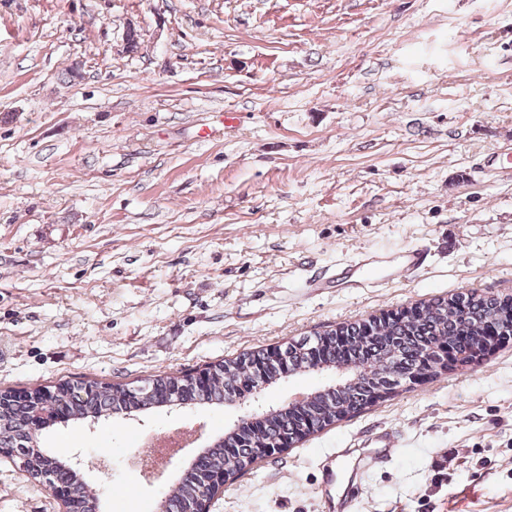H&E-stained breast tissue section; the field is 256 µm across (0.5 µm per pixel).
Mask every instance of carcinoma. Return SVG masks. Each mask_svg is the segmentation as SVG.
Wrapping results in <instances>:
<instances>
[{
	"instance_id": "cac0c4a2",
	"label": "carcinoma",
	"mask_w": 512,
	"mask_h": 512,
	"mask_svg": "<svg viewBox=\"0 0 512 512\" xmlns=\"http://www.w3.org/2000/svg\"><path fill=\"white\" fill-rule=\"evenodd\" d=\"M496 316L512 321V303L495 296L473 293L433 298L404 313L390 311L380 317L347 323L320 336L321 361L336 375V383L328 385L310 403L284 408L256 428L243 426L224 431V440L236 448L232 455L224 453L225 445L210 449L198 469L223 471L233 478L253 461L255 445L290 438L305 429L315 433L352 417L374 405L394 388L391 374H406L415 367L423 353L437 346H453L459 361L469 363L473 354L490 352L486 347L487 323ZM468 340L460 344L458 336ZM310 338L287 343L285 365L291 375L305 371L310 365ZM264 360V351L245 352L233 359L205 368L201 384L191 375L159 374L144 382L151 394L136 396L124 384L82 381L61 382L56 391L54 410L72 423H89L112 417L142 414L150 411L159 398L170 397L189 406H221L232 400L247 380L265 377L274 383L285 380L277 364L265 366L262 375L253 373L254 365ZM26 402L14 403L8 392L0 391V448H13L17 458L47 450L44 438H34L29 428L39 411L41 389L30 391ZM49 479L69 488L71 512H99V499L87 489L77 474L57 467ZM214 496L213 489L201 478H181L164 493L162 512H196L200 503Z\"/></svg>"
}]
</instances>
